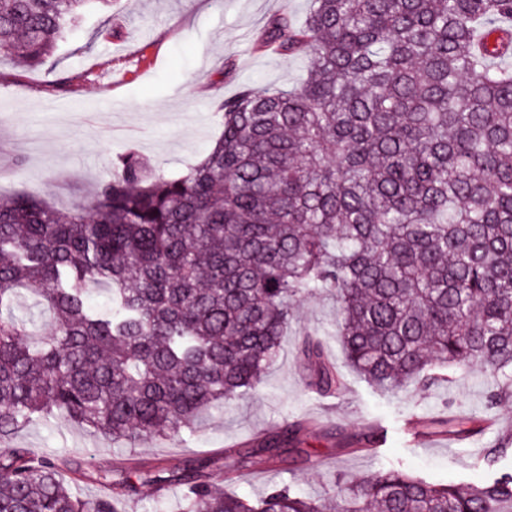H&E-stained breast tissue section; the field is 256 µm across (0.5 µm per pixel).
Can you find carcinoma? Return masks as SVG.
Segmentation results:
<instances>
[{
  "label": "carcinoma",
  "instance_id": "carcinoma-1",
  "mask_svg": "<svg viewBox=\"0 0 512 512\" xmlns=\"http://www.w3.org/2000/svg\"><path fill=\"white\" fill-rule=\"evenodd\" d=\"M309 2L262 42L303 59L302 81L221 100L200 162L170 175L128 148L71 208L0 196V443L65 422L131 446L189 431L259 388L294 298L319 291L369 385L476 366L499 379L492 401L512 396V0ZM111 3L0 0V58L50 71L82 10ZM301 354L340 389L318 340ZM209 467L102 474L111 495L87 499L67 462L0 448V512H124L138 485L168 482L180 512H512V473L464 487L386 471L323 500L273 485L252 502Z\"/></svg>",
  "mask_w": 512,
  "mask_h": 512
}]
</instances>
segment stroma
<instances>
[{"mask_svg": "<svg viewBox=\"0 0 512 512\" xmlns=\"http://www.w3.org/2000/svg\"><path fill=\"white\" fill-rule=\"evenodd\" d=\"M309 0H112L90 10L60 42L53 73L0 60V190L50 198L67 208L111 171L112 157L135 146L167 173L204 156L220 133L217 102L241 85L297 84L304 60L258 50L266 21L303 20ZM257 392L204 415L192 431L136 447L74 424L33 425L13 445L68 458L86 471L85 498L99 496L98 474L116 466L162 461L169 470L212 457L213 471L235 469L225 491L248 499L274 484L311 499L329 495L334 479L354 484L400 470L431 483L480 485L512 471V452L488 459L499 431L512 429V401L492 403L497 381L481 368L451 372L439 383L396 391L368 385L346 363L336 334V302L305 294ZM317 333L344 378L327 394L299 359L303 332ZM452 414L488 417L483 433L451 439L429 422ZM307 430L278 461L257 451L259 439L284 422ZM371 437L368 451L356 440Z\"/></svg>", "mask_w": 512, "mask_h": 512, "instance_id": "stroma-1", "label": "stroma"}]
</instances>
